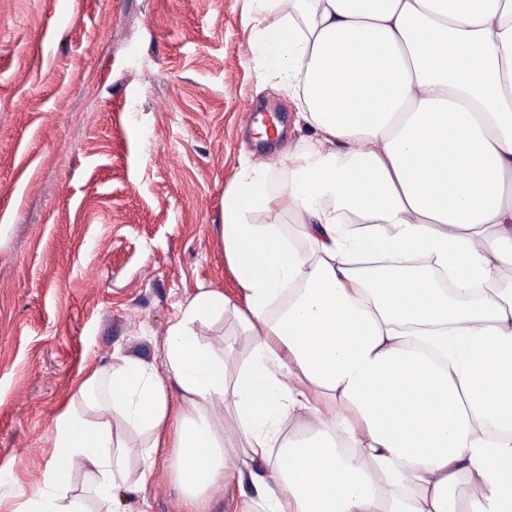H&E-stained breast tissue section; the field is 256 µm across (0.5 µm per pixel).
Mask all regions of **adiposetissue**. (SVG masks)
<instances>
[{"label": "adipose tissue", "instance_id": "ef3b65f1", "mask_svg": "<svg viewBox=\"0 0 512 512\" xmlns=\"http://www.w3.org/2000/svg\"><path fill=\"white\" fill-rule=\"evenodd\" d=\"M248 3L276 17L252 38L259 77L291 91L309 146L277 194L248 165L224 194L242 303L200 291L159 362L94 368L17 512H88L77 471L112 505L116 418L148 437L139 486L173 448L190 512L228 472L250 512H512V0ZM273 205L300 239L247 222ZM230 306L255 338L231 385L223 347L194 331ZM463 482L479 492L460 509Z\"/></svg>", "mask_w": 512, "mask_h": 512}]
</instances>
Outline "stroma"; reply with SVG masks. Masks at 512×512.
I'll return each instance as SVG.
<instances>
[{
	"mask_svg": "<svg viewBox=\"0 0 512 512\" xmlns=\"http://www.w3.org/2000/svg\"><path fill=\"white\" fill-rule=\"evenodd\" d=\"M255 26L245 0H0V512L38 490L87 370L160 358L199 291L237 297L224 192L247 160L277 193L307 137L257 79ZM194 331L235 380L254 346L235 311ZM112 426L132 450L116 512H185L170 449L136 488L145 438Z\"/></svg>",
	"mask_w": 512,
	"mask_h": 512,
	"instance_id": "obj_1",
	"label": "stroma"
}]
</instances>
